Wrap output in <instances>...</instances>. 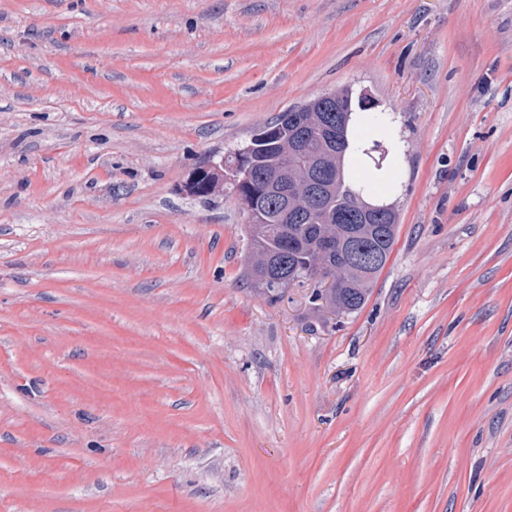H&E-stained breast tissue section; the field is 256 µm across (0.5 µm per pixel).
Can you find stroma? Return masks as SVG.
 I'll return each mask as SVG.
<instances>
[{"instance_id": "1", "label": "stroma", "mask_w": 512, "mask_h": 512, "mask_svg": "<svg viewBox=\"0 0 512 512\" xmlns=\"http://www.w3.org/2000/svg\"><path fill=\"white\" fill-rule=\"evenodd\" d=\"M346 86L407 153L334 316L182 185ZM0 512H512V0H0Z\"/></svg>"}]
</instances>
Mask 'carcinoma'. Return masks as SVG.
Returning <instances> with one entry per match:
<instances>
[{"mask_svg":"<svg viewBox=\"0 0 512 512\" xmlns=\"http://www.w3.org/2000/svg\"><path fill=\"white\" fill-rule=\"evenodd\" d=\"M334 101L317 102L310 112H282L268 123L270 137L256 150L250 162L249 178L242 186L243 199L249 211L251 260L245 273L263 293L275 286L272 279L295 267L302 258L313 255L308 276L314 277L328 268L336 269V287L318 294L324 307L337 314H350L365 303L378 273L386 264L395 243L398 214H377L368 224L363 223L356 208L357 192L347 180L342 154L346 146L347 121L339 112L343 104L352 109L357 100L348 87L336 91ZM364 126L378 135L388 133L381 113L364 109ZM297 142L295 170L301 179L307 178L306 168L320 160L334 175L324 183L321 211H310L304 200L298 199L283 210L276 194L265 192L266 185L275 180L281 185L290 181V173H277L268 164L283 149V142ZM323 236L336 240L337 249L331 254L318 255L316 242ZM373 252L381 264L367 268L346 262V246Z\"/></svg>","mask_w":512,"mask_h":512,"instance_id":"carcinoma-1","label":"carcinoma"}]
</instances>
